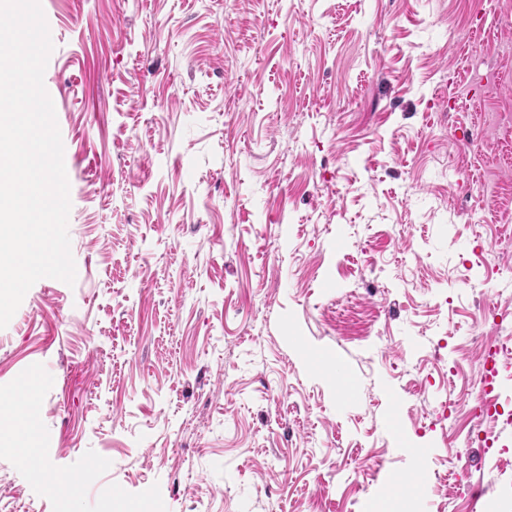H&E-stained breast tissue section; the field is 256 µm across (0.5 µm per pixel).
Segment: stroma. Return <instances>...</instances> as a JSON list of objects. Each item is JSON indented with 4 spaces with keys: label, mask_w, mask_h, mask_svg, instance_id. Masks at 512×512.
I'll return each mask as SVG.
<instances>
[{
    "label": "stroma",
    "mask_w": 512,
    "mask_h": 512,
    "mask_svg": "<svg viewBox=\"0 0 512 512\" xmlns=\"http://www.w3.org/2000/svg\"><path fill=\"white\" fill-rule=\"evenodd\" d=\"M41 5L77 277L0 329V395L37 383L17 512H512V418L473 415L512 0ZM37 476L52 491L69 492L73 495L78 493L83 483V476L80 474L59 476L46 466L37 469Z\"/></svg>",
    "instance_id": "stroma-1"
}]
</instances>
